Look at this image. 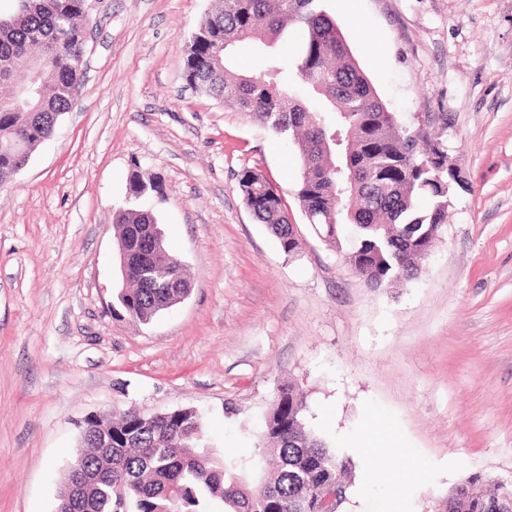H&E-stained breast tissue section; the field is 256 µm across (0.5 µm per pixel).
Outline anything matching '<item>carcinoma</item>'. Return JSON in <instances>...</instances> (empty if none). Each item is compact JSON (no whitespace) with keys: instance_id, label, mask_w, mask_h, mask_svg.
I'll return each instance as SVG.
<instances>
[{"instance_id":"carcinoma-1","label":"carcinoma","mask_w":512,"mask_h":512,"mask_svg":"<svg viewBox=\"0 0 512 512\" xmlns=\"http://www.w3.org/2000/svg\"><path fill=\"white\" fill-rule=\"evenodd\" d=\"M323 0H217L193 34L186 82L260 120L296 147L301 166L297 197L308 223L341 247L353 229L348 262L371 288L415 279L448 223L460 180L448 154L401 124L359 67ZM85 0H22L20 12L0 20V184L18 159L33 154L71 107L66 89L81 85ZM264 55L258 75L232 70L237 43ZM47 51L48 71L32 105L15 100L24 64ZM246 207L267 225L287 256L296 252L295 225L278 190L254 169L240 172ZM132 195L161 194L136 176ZM117 242L128 252L127 287L115 289L112 311L142 324L188 294L184 268L165 247L150 211L113 213ZM304 397L293 384L277 388L257 448V459L213 456L193 408L145 414L113 409L84 422L82 449L69 465L58 512H312L308 502L326 484L348 476L336 451L304 429ZM112 447L92 440L97 428ZM88 481L71 488L74 469ZM465 512H485L493 491L466 492Z\"/></svg>"}]
</instances>
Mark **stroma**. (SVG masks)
Instances as JSON below:
<instances>
[{"instance_id":"35a3bbf8","label":"stroma","mask_w":512,"mask_h":512,"mask_svg":"<svg viewBox=\"0 0 512 512\" xmlns=\"http://www.w3.org/2000/svg\"><path fill=\"white\" fill-rule=\"evenodd\" d=\"M86 5L80 94L0 187V512H55L93 412L194 407L214 453L251 456L288 381L352 462L343 512H436L459 482L512 477V0H325L465 182L417 278L378 291L308 224L291 141L188 88L215 0ZM246 168L282 195L294 255L243 204ZM136 175L161 195L130 199ZM129 206L192 284L147 324L112 315Z\"/></svg>"}]
</instances>
